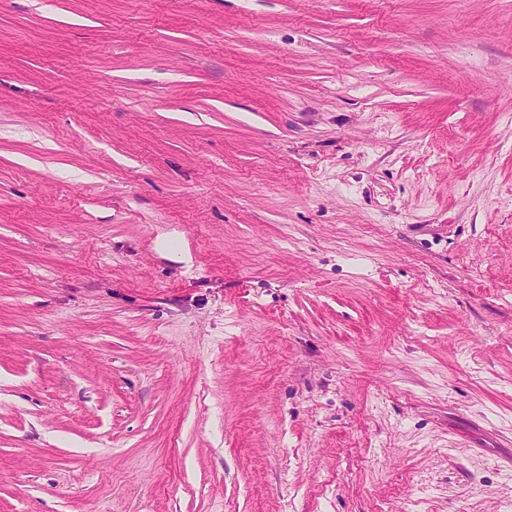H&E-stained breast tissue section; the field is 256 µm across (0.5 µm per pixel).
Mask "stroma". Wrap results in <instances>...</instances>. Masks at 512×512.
I'll return each instance as SVG.
<instances>
[{"instance_id": "35a3bbf8", "label": "stroma", "mask_w": 512, "mask_h": 512, "mask_svg": "<svg viewBox=\"0 0 512 512\" xmlns=\"http://www.w3.org/2000/svg\"><path fill=\"white\" fill-rule=\"evenodd\" d=\"M0 512H512V0H0Z\"/></svg>"}]
</instances>
